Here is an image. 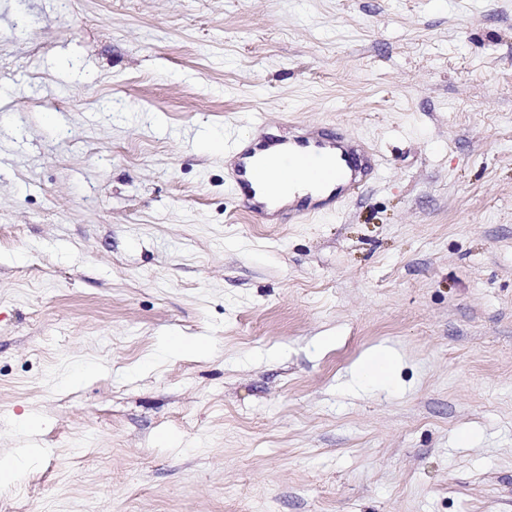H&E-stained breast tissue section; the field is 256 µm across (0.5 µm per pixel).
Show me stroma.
<instances>
[{"instance_id": "stroma-1", "label": "stroma", "mask_w": 512, "mask_h": 512, "mask_svg": "<svg viewBox=\"0 0 512 512\" xmlns=\"http://www.w3.org/2000/svg\"><path fill=\"white\" fill-rule=\"evenodd\" d=\"M253 112L375 175L261 222ZM30 444L0 512H512V0H0V457ZM394 359L390 353L383 350L368 352L357 368L356 376L365 381L388 378L394 371Z\"/></svg>"}]
</instances>
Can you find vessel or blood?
Here are the masks:
<instances>
[{"label":"vessel or blood","instance_id":"obj_1","mask_svg":"<svg viewBox=\"0 0 512 512\" xmlns=\"http://www.w3.org/2000/svg\"><path fill=\"white\" fill-rule=\"evenodd\" d=\"M250 125L261 130L262 135L240 152L238 164L232 170V187L244 207L261 219L270 216L268 200L256 195L247 175L258 163L266 161L270 148L278 150L276 162L300 174L313 175L318 183L330 187L328 199L332 202L349 197L373 172L368 150L347 133L331 136L308 128L284 144L280 139L266 135L267 122L263 114L254 115Z\"/></svg>","mask_w":512,"mask_h":512}]
</instances>
